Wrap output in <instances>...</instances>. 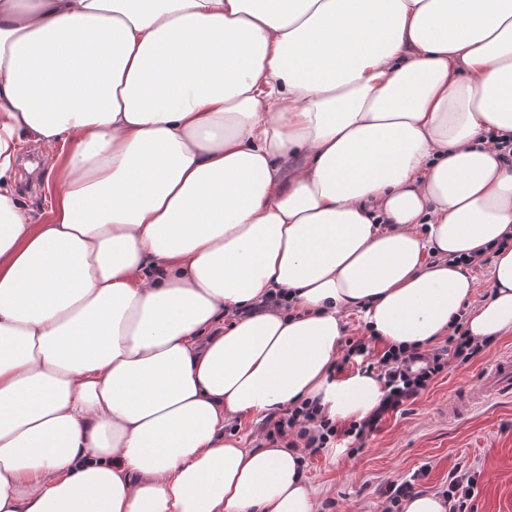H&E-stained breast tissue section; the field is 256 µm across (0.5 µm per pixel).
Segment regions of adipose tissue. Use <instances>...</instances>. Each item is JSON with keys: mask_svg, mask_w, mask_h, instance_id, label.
Listing matches in <instances>:
<instances>
[{"mask_svg": "<svg viewBox=\"0 0 512 512\" xmlns=\"http://www.w3.org/2000/svg\"><path fill=\"white\" fill-rule=\"evenodd\" d=\"M490 133L512 0H0V512H317L296 450L224 426L370 416L375 374L329 377L354 313L512 332ZM26 135L74 142L45 224ZM43 146L27 140L17 160L20 176L18 182L19 200L31 217L33 224H44L50 217L54 204V193L45 188L43 173L48 169ZM484 254H477V255H471L468 257V259H462L461 263L470 267H481L477 269H471L470 273L473 275L476 279V282L478 284V288L476 290V294L474 297V302H481L488 294V281H489V272L492 264V256L490 255L491 259L490 262L485 265L489 258H483ZM485 265V266H484ZM486 295L484 298L483 296Z\"/></svg>", "mask_w": 512, "mask_h": 512, "instance_id": "obj_1", "label": "adipose tissue"}]
</instances>
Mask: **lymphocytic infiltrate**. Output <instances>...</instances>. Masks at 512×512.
Returning a JSON list of instances; mask_svg holds the SVG:
<instances>
[{"mask_svg":"<svg viewBox=\"0 0 512 512\" xmlns=\"http://www.w3.org/2000/svg\"><path fill=\"white\" fill-rule=\"evenodd\" d=\"M484 348V343L468 336L460 321L455 322L439 346L429 350L392 344L377 351L366 338L348 339L335 372H343L354 359L359 360L364 370L378 372L386 391L382 405L371 416L342 426L323 414L318 401H304L268 415L265 439L269 447L299 448L307 457L317 455L343 437L365 444L378 430L385 414L405 413L408 402L436 380L449 361L469 363Z\"/></svg>","mask_w":512,"mask_h":512,"instance_id":"f902f5d3","label":"lymphocytic infiltrate"}]
</instances>
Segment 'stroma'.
<instances>
[{
    "instance_id": "obj_1",
    "label": "stroma",
    "mask_w": 512,
    "mask_h": 512,
    "mask_svg": "<svg viewBox=\"0 0 512 512\" xmlns=\"http://www.w3.org/2000/svg\"><path fill=\"white\" fill-rule=\"evenodd\" d=\"M47 168L43 146L25 141L17 160L18 192L35 224L47 222L54 204L53 192L45 188ZM509 351L512 334L494 341L473 362L449 363L405 414L384 416L364 447L340 440L310 458L304 472L317 512H384L390 483L418 472V491L436 495L447 487L450 471L474 468L481 476L472 512H512V398L448 416L454 391L477 385L481 371Z\"/></svg>"
}]
</instances>
